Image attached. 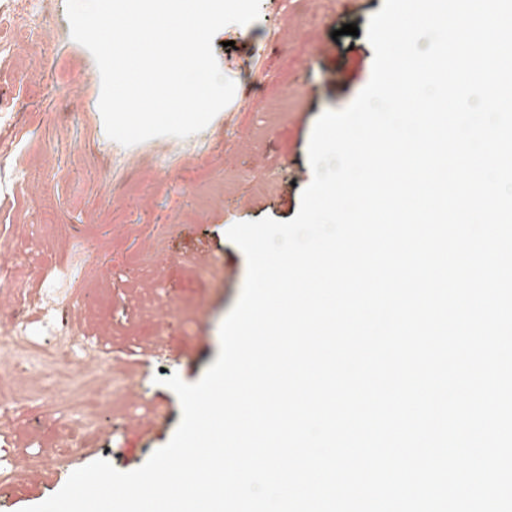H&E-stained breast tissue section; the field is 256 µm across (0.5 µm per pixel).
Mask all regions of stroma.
I'll return each instance as SVG.
<instances>
[{"label": "stroma", "instance_id": "1", "mask_svg": "<svg viewBox=\"0 0 512 512\" xmlns=\"http://www.w3.org/2000/svg\"><path fill=\"white\" fill-rule=\"evenodd\" d=\"M383 0H261L257 21L213 39L236 89L200 132L124 146L105 133L101 79L71 37L66 0H45L36 31L0 38V300L30 311L55 285L64 324L124 389L86 429L82 391L58 385L0 407V456L27 459L5 475L14 512L65 484V464L105 459L127 472L172 438L181 419L162 374L198 381L217 359L220 326L247 275L226 236L234 224L296 216L312 180L308 145L318 116L347 107L368 83L366 37ZM356 24L357 35L342 34ZM320 45L319 56L308 54ZM68 80L67 94L53 84ZM216 255L204 263L196 247ZM164 410L158 432H123Z\"/></svg>", "mask_w": 512, "mask_h": 512}]
</instances>
